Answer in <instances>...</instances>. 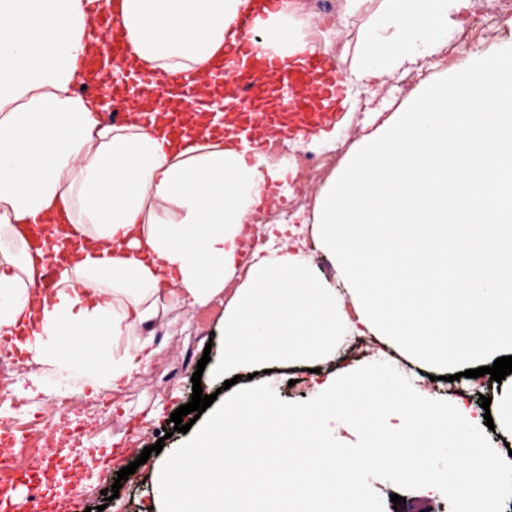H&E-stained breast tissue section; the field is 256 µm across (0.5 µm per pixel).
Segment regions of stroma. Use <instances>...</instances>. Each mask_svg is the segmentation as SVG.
<instances>
[{"label":"stroma","mask_w":512,"mask_h":512,"mask_svg":"<svg viewBox=\"0 0 512 512\" xmlns=\"http://www.w3.org/2000/svg\"><path fill=\"white\" fill-rule=\"evenodd\" d=\"M422 78L414 69L397 76L381 88L372 104H360L354 117V128L341 129V142L334 158L335 165L342 164L353 151L363 134L362 126L369 118V108L396 110L416 88ZM314 200L306 198L296 206L294 224L302 228L304 253L313 269L332 288H347L345 273L337 261L321 247L315 232ZM248 264L240 262L236 276L224 284L222 293L207 304L188 309H177L168 314L162 323L166 335L159 341V354L144 373L123 387L119 393L93 387L86 381L80 363L62 366L47 374L42 389L29 395L32 382L27 366H19L12 374L8 388L9 400L0 401V419L14 425L18 434L45 433L46 437L69 434L83 428L87 434L78 442L79 447L98 449V457L88 458L78 467L74 476H64L56 484L46 485V492H57L59 497L73 498L83 507H103L104 512H160L162 505L155 494L160 477V466L165 455L179 447L187 436L175 431L170 415L179 406L187 404L192 395L191 378L202 355H209L212 364L224 352V311L247 280ZM352 334H344L336 347V358L321 361L319 373L307 371L305 364L282 362L274 364L271 372L258 373L253 379H239V387L248 384L269 385L282 400L300 403L320 395L318 386L322 374H338L345 369H357L374 362L391 364L406 377L414 389L437 393L440 368L417 362L390 345L373 341L368 353L355 354L350 350ZM211 366L201 371L204 394L210 395L223 387V379L213 374ZM468 363L450 367V374L459 375V387L472 397L491 399L490 413L494 428L487 436L493 449L506 454L512 444V374L500 383L476 384L465 377ZM68 406L69 411L58 414V406ZM163 442L162 453L151 454L146 463L138 457L145 447ZM137 462L138 468L129 475L119 491L118 498L106 501L103 492L113 485L118 471ZM372 487L379 495L384 512H450V505L439 490L423 488L406 491L405 504L396 506L391 497L398 488L393 483L376 479Z\"/></svg>","instance_id":"35a3bbf8"}]
</instances>
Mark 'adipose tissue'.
I'll list each match as a JSON object with an SVG mask.
<instances>
[{"label":"adipose tissue","instance_id":"obj_1","mask_svg":"<svg viewBox=\"0 0 512 512\" xmlns=\"http://www.w3.org/2000/svg\"><path fill=\"white\" fill-rule=\"evenodd\" d=\"M95 0H0V335H27L32 382L82 356L79 338L108 337L86 360L120 390L156 355L150 326L174 307L208 302L237 272L247 228L288 168L234 133L171 138L136 118L112 125L77 94ZM470 0H345L370 15L346 60L340 111L443 49ZM127 53L174 79L202 73L245 34L254 0H105ZM300 0H283L260 42L293 59L331 53L333 36L292 31ZM315 231L351 285L340 295L282 244L253 258L224 313L220 373L260 361L325 358L358 320L417 360L451 367L512 349V45L444 80L426 74L403 109L360 139L321 188ZM70 225L72 254L51 292L20 228Z\"/></svg>","mask_w":512,"mask_h":512}]
</instances>
